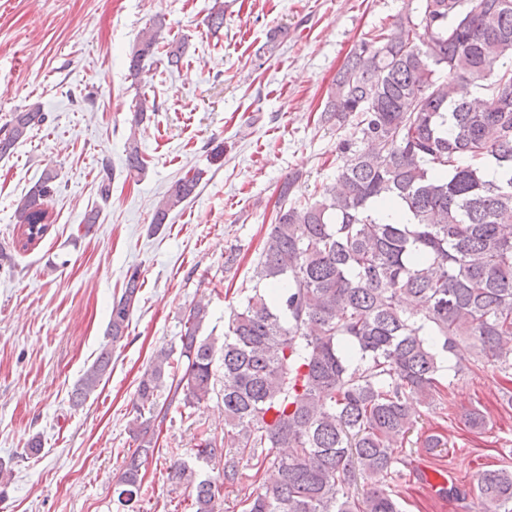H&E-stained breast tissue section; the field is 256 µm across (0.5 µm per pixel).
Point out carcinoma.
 <instances>
[{"mask_svg": "<svg viewBox=\"0 0 512 512\" xmlns=\"http://www.w3.org/2000/svg\"><path fill=\"white\" fill-rule=\"evenodd\" d=\"M163 22L141 30L129 72L164 50L179 67L184 39L164 41ZM512 0H420L390 27L361 40L328 93L324 117L353 132L337 145L336 175L305 202H288L302 175L280 187V206L254 266L253 286L231 311L222 344L199 336L208 304L190 308L179 368L162 349L132 405L137 442L117 480L129 505L171 402L211 399L213 365L224 368V438L205 435L195 459L215 478L176 461L169 478L189 489L194 512H217L245 456L276 471L245 512H401L388 486L359 490L357 477L396 473L394 449L431 405L444 372L490 363L512 382ZM470 84L490 102L456 97ZM45 121L40 106L0 128V158ZM127 175L145 173L128 142ZM203 172L175 181L157 203V229L195 196ZM59 173L47 168L16 204L17 242L27 249L50 227L47 203ZM400 203L404 221L378 208ZM140 271H127L99 353L75 383L85 403L112 372V347L129 325ZM169 387L170 402L159 396ZM285 452H280V449ZM474 492L482 512H512V470L486 469Z\"/></svg>", "mask_w": 512, "mask_h": 512, "instance_id": "carcinoma-1", "label": "carcinoma"}]
</instances>
